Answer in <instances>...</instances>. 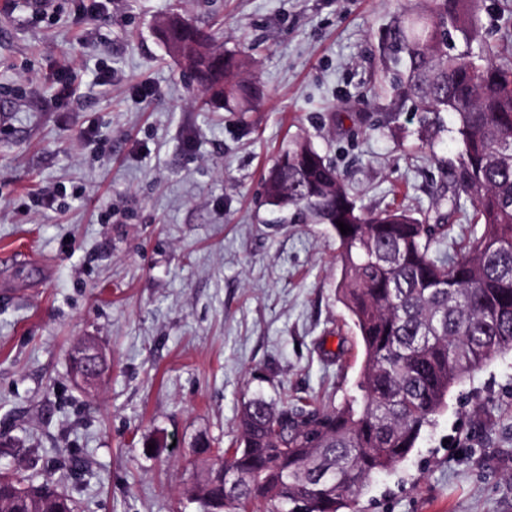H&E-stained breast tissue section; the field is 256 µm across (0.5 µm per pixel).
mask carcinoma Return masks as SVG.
Masks as SVG:
<instances>
[{
  "mask_svg": "<svg viewBox=\"0 0 512 512\" xmlns=\"http://www.w3.org/2000/svg\"><path fill=\"white\" fill-rule=\"evenodd\" d=\"M479 10L480 0H415L391 14L379 43L381 90L411 103L424 126L454 116L460 148L435 217L365 211L309 139L281 147L266 201L336 241V300L363 353L358 395L338 409L248 401L234 448L195 450L206 456L190 487L199 512L221 501L224 512H361L371 478L409 456L451 390L512 351V36L480 41ZM159 35L202 96L233 112L258 107V76L241 77L244 54L210 29L175 15ZM459 215L469 235L443 254ZM0 512H75V502L48 479L0 471Z\"/></svg>",
  "mask_w": 512,
  "mask_h": 512,
  "instance_id": "1",
  "label": "carcinoma"
}]
</instances>
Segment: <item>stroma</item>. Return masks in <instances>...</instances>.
<instances>
[{
    "label": "stroma",
    "instance_id": "35a3bbf8",
    "mask_svg": "<svg viewBox=\"0 0 512 512\" xmlns=\"http://www.w3.org/2000/svg\"><path fill=\"white\" fill-rule=\"evenodd\" d=\"M396 7L112 0L87 17L78 0L41 15L0 0V469L52 479L78 512H198L193 450L232 447L245 402L354 394L362 348L336 300V242L281 223L264 181L304 135L364 209L428 212L447 195L453 116L422 134L376 89ZM172 12L248 52L262 111L202 105L159 36ZM49 189L54 205H36ZM88 339L109 369L82 390L70 356ZM361 504L512 512V352L453 389Z\"/></svg>",
    "mask_w": 512,
    "mask_h": 512
}]
</instances>
